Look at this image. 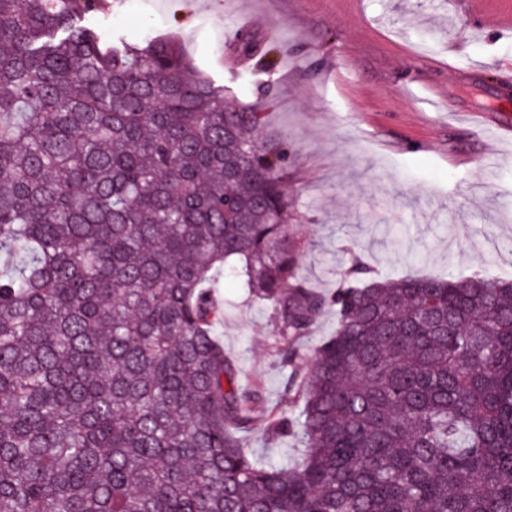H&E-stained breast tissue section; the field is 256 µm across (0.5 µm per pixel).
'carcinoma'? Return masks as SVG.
Here are the masks:
<instances>
[{"mask_svg": "<svg viewBox=\"0 0 512 512\" xmlns=\"http://www.w3.org/2000/svg\"><path fill=\"white\" fill-rule=\"evenodd\" d=\"M106 8L0 0V512H512V283L356 258L314 291L265 113ZM220 269L271 306L297 414L240 388ZM260 421L297 467L246 448ZM336 306H328L322 316L311 328L309 336L300 341L302 352L301 369L306 375L313 367V349L324 338L330 337L336 331Z\"/></svg>", "mask_w": 512, "mask_h": 512, "instance_id": "obj_1", "label": "carcinoma"}]
</instances>
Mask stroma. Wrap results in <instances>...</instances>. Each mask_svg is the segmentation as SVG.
Instances as JSON below:
<instances>
[{
  "mask_svg": "<svg viewBox=\"0 0 512 512\" xmlns=\"http://www.w3.org/2000/svg\"><path fill=\"white\" fill-rule=\"evenodd\" d=\"M107 30L176 37L226 97L265 112L288 149V226L299 273L328 295L352 252L380 276L512 281V142L487 164L485 134L512 113V30L497 26L512 0H109ZM249 30L270 49L273 73L235 49ZM482 110L474 119L473 110ZM218 327L242 387L267 409L294 412L279 363L272 309L221 280ZM249 449L284 467L298 441Z\"/></svg>",
  "mask_w": 512,
  "mask_h": 512,
  "instance_id": "1",
  "label": "stroma"
}]
</instances>
